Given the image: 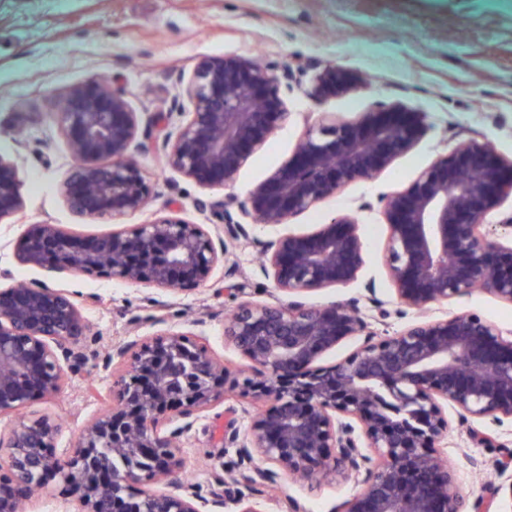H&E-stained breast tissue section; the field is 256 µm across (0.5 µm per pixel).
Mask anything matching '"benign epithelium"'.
Returning <instances> with one entry per match:
<instances>
[{"label":"benign epithelium","instance_id":"7a95c632","mask_svg":"<svg viewBox=\"0 0 512 512\" xmlns=\"http://www.w3.org/2000/svg\"><path fill=\"white\" fill-rule=\"evenodd\" d=\"M356 75L336 65L316 77L310 95H342ZM193 112L167 134V164L204 186H234L240 170L263 149L286 117L275 68L242 56L199 61L187 87ZM58 114L75 159L62 194L73 212L112 220L143 210L149 186L132 147L136 113L124 91L108 82L70 90ZM420 112L399 104L363 113L355 122L324 116L305 131L292 157L253 187V223L279 226L344 187L374 179L425 135ZM21 168L0 155V223L23 207ZM512 198V161L488 143L469 139L422 170L402 191L381 198L388 224L385 267L399 303L424 315L399 333L374 339L355 302L309 306L298 301L242 303L224 335L251 363L240 379L179 331L121 349L111 402L85 428L72 454L54 451L57 427L18 422L0 434L8 472L0 476V512H22L35 488L57 477L78 512H199L185 484L165 423L188 417L229 391L265 400L240 446L244 461L268 464L255 478L274 483L277 471L313 481L365 473L363 491L337 512H458L454 471L437 443L448 431L444 406L472 417L512 419V330L475 313L425 317L430 306L476 288L512 303V246L480 232L487 214ZM224 233L248 235L227 210ZM20 262L60 275L82 273L177 290L208 282L224 260L203 224L177 210L110 234L77 237L57 224H31ZM261 267L285 295L355 281L366 263L354 216L342 214L304 235L262 244ZM84 317L64 290L45 282L0 286V415L33 398L59 393L65 363L82 359L67 344L85 335ZM350 336L361 346L342 361H317ZM354 418L362 436L344 422ZM365 438L376 458L364 454ZM168 479L163 490L147 485ZM503 486L483 487V512H494Z\"/></svg>","mask_w":512,"mask_h":512}]
</instances>
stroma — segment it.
<instances>
[{
  "label": "stroma",
  "mask_w": 512,
  "mask_h": 512,
  "mask_svg": "<svg viewBox=\"0 0 512 512\" xmlns=\"http://www.w3.org/2000/svg\"><path fill=\"white\" fill-rule=\"evenodd\" d=\"M215 55L254 58L290 74L282 85L285 120L230 192L235 220L250 227L246 238L224 235L223 187L201 186L166 163L164 133L190 120L184 89L196 64ZM330 64L359 80L347 94L321 102L309 91ZM104 78L125 91L137 114V158L150 187L144 210L111 221L76 215L61 195L74 158L56 108L72 88ZM393 103L425 115L427 132L409 153L372 181L351 184L284 226L252 225L243 210L249 191L288 161L309 126L327 113L354 122ZM473 137L512 160V0H0V156L17 160L24 172L23 208L13 223H0V278L62 287L89 326L76 343L83 359L67 371L60 393L0 416V431L21 419H47L58 427L57 455L68 457L105 408L118 369L113 349L170 330L191 335L227 368L249 374L247 357L225 339L224 325L238 304L272 303L280 296L258 262L261 243L285 232H313L339 214L358 220L367 263L355 282L300 292L297 300L314 306L354 301L370 331L381 337L400 332L419 314L398 303L384 266L388 228L379 199L403 190ZM171 205L225 242L224 262L209 282L193 289L62 277L18 260L17 243L27 225L47 222L75 236L102 235L145 223ZM230 268L235 274L228 279ZM370 284L376 289L372 297L366 292ZM461 312L512 329V304L479 290L432 305L428 315ZM263 408L230 393L191 417L179 443L188 493L199 508L227 491L232 499L223 512H238L241 500L261 503L265 512H336L362 492L356 477L302 483L283 471L273 487L249 480L239 441ZM447 416L440 447L454 469L465 512H475L490 479L512 483L495 475L496 462L512 453V421L465 419L452 407ZM482 433L492 436V444L479 441Z\"/></svg>",
  "instance_id": "obj_1"
}]
</instances>
